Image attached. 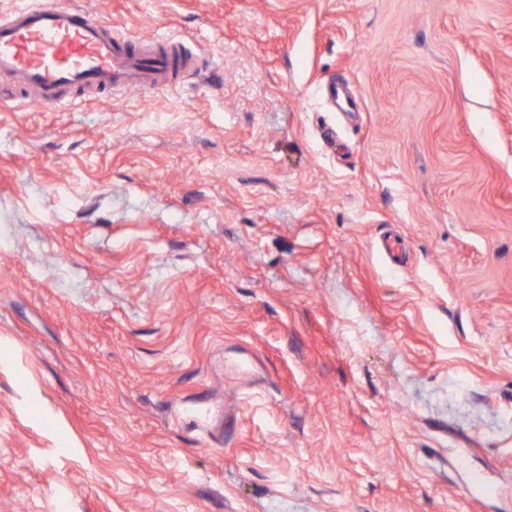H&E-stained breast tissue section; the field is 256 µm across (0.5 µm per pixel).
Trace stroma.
Returning a JSON list of instances; mask_svg holds the SVG:
<instances>
[{
    "label": "stroma",
    "mask_w": 512,
    "mask_h": 512,
    "mask_svg": "<svg viewBox=\"0 0 512 512\" xmlns=\"http://www.w3.org/2000/svg\"><path fill=\"white\" fill-rule=\"evenodd\" d=\"M72 3L212 69L0 102V512H512V0Z\"/></svg>",
    "instance_id": "stroma-1"
}]
</instances>
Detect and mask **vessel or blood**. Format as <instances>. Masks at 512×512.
<instances>
[{
  "label": "vessel or blood",
  "instance_id": "vessel-or-blood-1",
  "mask_svg": "<svg viewBox=\"0 0 512 512\" xmlns=\"http://www.w3.org/2000/svg\"><path fill=\"white\" fill-rule=\"evenodd\" d=\"M206 64L187 41L118 33L95 14L56 0H34L0 19V75L18 96L45 107L168 88Z\"/></svg>",
  "mask_w": 512,
  "mask_h": 512
}]
</instances>
